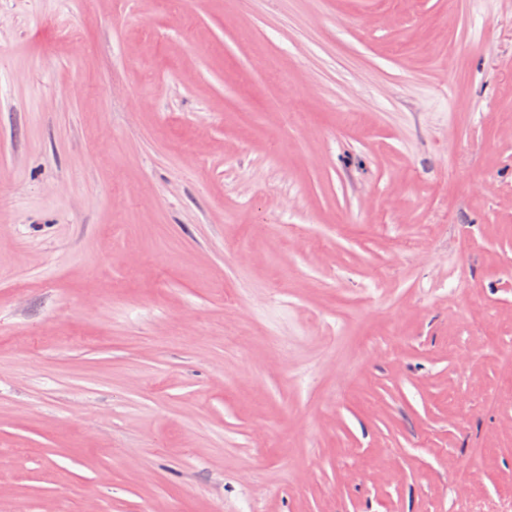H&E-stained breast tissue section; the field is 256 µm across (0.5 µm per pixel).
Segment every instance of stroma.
<instances>
[{
  "label": "stroma",
  "instance_id": "35a3bbf8",
  "mask_svg": "<svg viewBox=\"0 0 512 512\" xmlns=\"http://www.w3.org/2000/svg\"><path fill=\"white\" fill-rule=\"evenodd\" d=\"M509 389L512 0H0V512H512Z\"/></svg>",
  "mask_w": 512,
  "mask_h": 512
}]
</instances>
